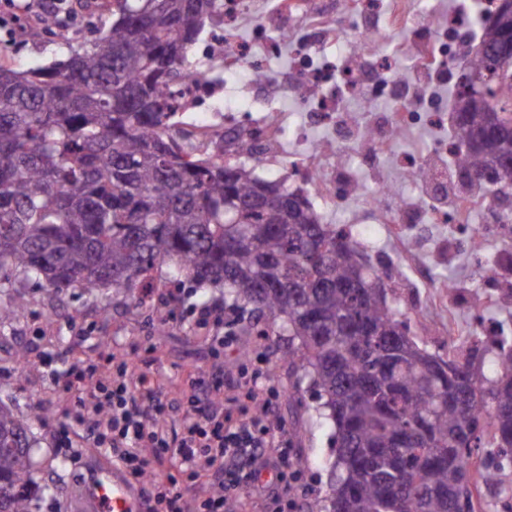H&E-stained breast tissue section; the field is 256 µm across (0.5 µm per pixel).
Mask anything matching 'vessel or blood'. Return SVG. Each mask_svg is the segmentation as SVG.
I'll list each match as a JSON object with an SVG mask.
<instances>
[{"instance_id":"1","label":"vessel or blood","mask_w":512,"mask_h":512,"mask_svg":"<svg viewBox=\"0 0 512 512\" xmlns=\"http://www.w3.org/2000/svg\"><path fill=\"white\" fill-rule=\"evenodd\" d=\"M81 499L84 512H146L131 477L118 470L93 473Z\"/></svg>"}]
</instances>
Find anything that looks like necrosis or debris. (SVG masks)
<instances>
[{
    "mask_svg": "<svg viewBox=\"0 0 512 512\" xmlns=\"http://www.w3.org/2000/svg\"><path fill=\"white\" fill-rule=\"evenodd\" d=\"M253 0H224L227 26L216 49L224 63L223 83H199L197 97L223 94L224 119L220 125L187 123L183 130L205 143L220 136L228 158L249 157L268 162L281 147H289L291 169L302 173L315 206L323 212L338 207L345 197L357 195L358 208L347 217L351 237L360 250L371 244L367 225H374L395 245L397 269L428 279L433 256L469 253L481 288L480 302L456 296L457 305L469 308L468 322L449 320L448 337L497 336L498 325L479 317L481 306L500 303L512 294V284L499 275L497 258L480 253L479 246L511 232L512 217L483 189L463 194L447 205L407 207L386 178L366 186L357 176L388 157L396 139L414 126L441 125L447 103L423 94L415 82L401 83L394 76L400 56L385 57L367 51L377 33L412 30L422 47L411 63L413 74L426 72L433 59L452 64L474 45V30L467 18L448 16V34L431 35L432 15L417 9L414 0H279L275 22H260L250 40L240 39L233 27L239 16L252 13ZM291 48L287 79L258 76L251 45L265 57L276 55L282 44ZM297 102L296 118L284 121L280 105ZM369 113L371 121L361 138H354L347 117L351 101ZM329 131L326 140L318 130ZM433 157L458 166L448 153V138L435 136L424 153L403 157L402 176L411 186L427 184Z\"/></svg>",
    "mask_w": 512,
    "mask_h": 512,
    "instance_id": "1",
    "label": "necrosis or debris"
}]
</instances>
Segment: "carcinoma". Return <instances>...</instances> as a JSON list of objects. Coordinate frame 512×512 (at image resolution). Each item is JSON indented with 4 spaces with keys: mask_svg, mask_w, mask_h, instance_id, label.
Segmentation results:
<instances>
[{
    "mask_svg": "<svg viewBox=\"0 0 512 512\" xmlns=\"http://www.w3.org/2000/svg\"><path fill=\"white\" fill-rule=\"evenodd\" d=\"M112 14L85 45L69 33L58 67L0 63V282L49 293L151 288L174 267L224 300L250 306L288 337V362L316 388L336 453L330 494L310 512H454L466 484L500 483L512 463V350L497 377L476 351L440 359L389 305L377 271L339 224L282 181L224 151L196 155L168 130L187 50L224 0H98ZM512 35L483 22L467 73L501 111L492 126L476 84L456 82L451 144L472 174L499 163L512 183V65L486 46ZM27 429L0 404V512H32Z\"/></svg>",
    "mask_w": 512,
    "mask_h": 512,
    "instance_id": "carcinoma-1",
    "label": "carcinoma"
}]
</instances>
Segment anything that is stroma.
Instances as JSON below:
<instances>
[{
	"mask_svg": "<svg viewBox=\"0 0 512 512\" xmlns=\"http://www.w3.org/2000/svg\"><path fill=\"white\" fill-rule=\"evenodd\" d=\"M27 3L16 0L13 13L0 12V62L23 71L64 61L66 47L42 28L38 14L26 12ZM155 277L160 287L132 292L64 288L50 296L26 281L0 289V308L26 303L23 315L0 321V402L14 408L33 441V479L46 488L34 512H79L74 493L95 466L113 461L111 451L70 448L54 436L69 417L73 394L68 385L80 370L94 368L106 383L116 376L117 362L124 361L133 375L147 376L168 407L166 428L172 440L181 435L188 381L198 372L222 382L219 401L228 409L244 400L241 371L262 368L283 392L292 385L284 337L272 331L262 336L250 328V316L225 306L223 289L192 287L187 278L169 277L164 267ZM387 298L421 346L447 357V337L414 322L413 306L400 289H388ZM211 306L222 308L225 325L236 335L233 346L216 349L215 330L200 316L201 308ZM484 316L505 329L496 342L477 343L474 370L490 377L502 349L512 347V302L487 308ZM314 406L305 389L292 399L283 395L268 413L274 437L297 453L302 471L298 495L304 507L326 496V465L333 458L330 428L317 422Z\"/></svg>",
	"mask_w": 512,
	"mask_h": 512,
	"instance_id": "obj_1",
	"label": "stroma"
}]
</instances>
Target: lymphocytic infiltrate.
<instances>
[{
  "label": "lymphocytic infiltrate",
  "mask_w": 512,
  "mask_h": 512,
  "mask_svg": "<svg viewBox=\"0 0 512 512\" xmlns=\"http://www.w3.org/2000/svg\"><path fill=\"white\" fill-rule=\"evenodd\" d=\"M165 423L164 403L123 365L109 383L87 382L58 435L67 442L75 427H85L87 441L111 450L136 482L148 484V512H185L184 483L203 466L214 475L205 512H226L230 492L243 489L264 495L269 512H296L297 460L292 449L276 446L264 417L242 406L222 414L197 410L185 417L175 443ZM265 470L276 481L262 488L257 479Z\"/></svg>",
  "instance_id": "1"
}]
</instances>
